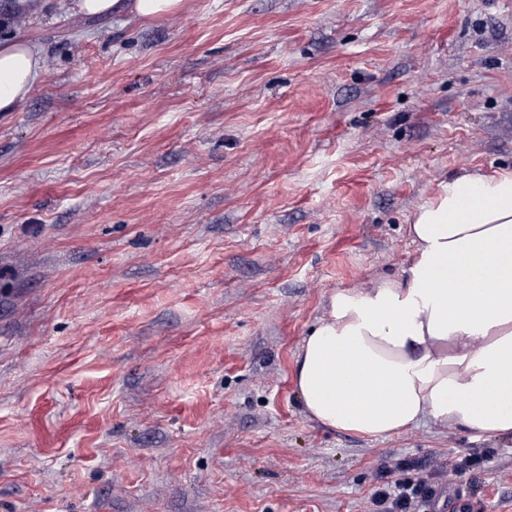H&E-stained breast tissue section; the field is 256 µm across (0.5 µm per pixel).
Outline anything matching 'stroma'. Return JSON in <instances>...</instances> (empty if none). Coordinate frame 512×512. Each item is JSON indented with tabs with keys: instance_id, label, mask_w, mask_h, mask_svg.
<instances>
[{
	"instance_id": "obj_1",
	"label": "stroma",
	"mask_w": 512,
	"mask_h": 512,
	"mask_svg": "<svg viewBox=\"0 0 512 512\" xmlns=\"http://www.w3.org/2000/svg\"><path fill=\"white\" fill-rule=\"evenodd\" d=\"M69 2L0 27L42 59L0 114V512H371L469 454L512 512L511 436L335 431L295 385L443 179L512 171V0ZM183 0H73L71 8L86 16L127 13L142 20L172 16L180 12Z\"/></svg>"
}]
</instances>
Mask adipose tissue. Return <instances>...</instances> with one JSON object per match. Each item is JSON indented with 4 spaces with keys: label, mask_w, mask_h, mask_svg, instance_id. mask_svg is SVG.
<instances>
[{
    "label": "adipose tissue",
    "mask_w": 512,
    "mask_h": 512,
    "mask_svg": "<svg viewBox=\"0 0 512 512\" xmlns=\"http://www.w3.org/2000/svg\"><path fill=\"white\" fill-rule=\"evenodd\" d=\"M183 0H73L86 16L178 14ZM38 51L0 40V112L27 101ZM414 256L397 277L337 289L295 366L317 423L385 437L424 419L489 438L512 435V172L442 181L408 226ZM384 390L388 399L372 395Z\"/></svg>",
    "instance_id": "adipose-tissue-1"
}]
</instances>
